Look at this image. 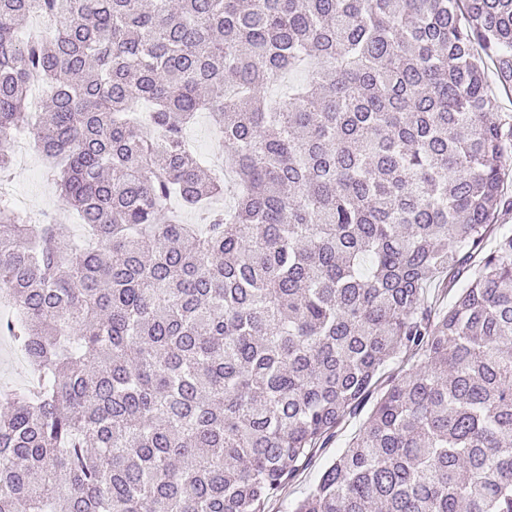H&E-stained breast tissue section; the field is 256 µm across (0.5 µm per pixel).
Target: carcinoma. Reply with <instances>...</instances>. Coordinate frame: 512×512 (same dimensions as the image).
<instances>
[{
    "instance_id": "cac0c4a2",
    "label": "carcinoma",
    "mask_w": 512,
    "mask_h": 512,
    "mask_svg": "<svg viewBox=\"0 0 512 512\" xmlns=\"http://www.w3.org/2000/svg\"><path fill=\"white\" fill-rule=\"evenodd\" d=\"M486 58L512 90V0H0V176L29 132L88 229L0 198V512H267L366 407L289 512H512ZM190 137L195 143L197 154L204 160L214 153L224 156V142L205 114L198 116L195 124L189 131ZM16 347L0 336V384L24 388L30 382L28 364Z\"/></svg>"
}]
</instances>
